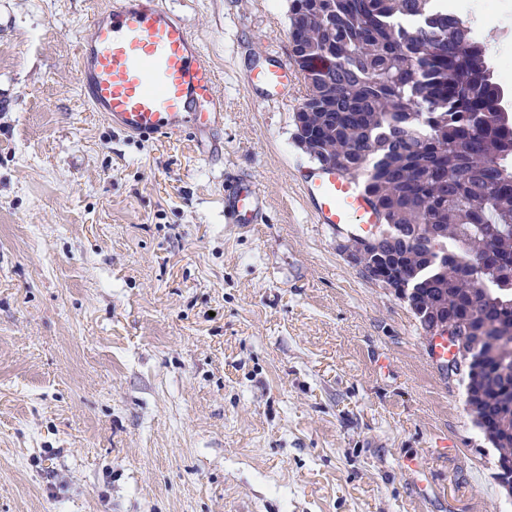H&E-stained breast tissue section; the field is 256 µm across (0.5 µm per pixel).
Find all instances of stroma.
<instances>
[{"label":"stroma","mask_w":512,"mask_h":512,"mask_svg":"<svg viewBox=\"0 0 512 512\" xmlns=\"http://www.w3.org/2000/svg\"><path fill=\"white\" fill-rule=\"evenodd\" d=\"M106 2L0 0V512H512L461 376L313 222L288 0H166L224 103L204 154L84 99ZM236 182L260 223H225ZM252 81L263 87L266 93L267 102H279L287 100L288 91L291 89L292 81L288 74V64L283 61H274V63L257 69Z\"/></svg>","instance_id":"obj_1"}]
</instances>
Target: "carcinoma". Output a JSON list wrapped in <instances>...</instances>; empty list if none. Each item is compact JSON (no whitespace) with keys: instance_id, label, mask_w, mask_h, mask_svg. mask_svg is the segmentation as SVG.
<instances>
[{"instance_id":"carcinoma-1","label":"carcinoma","mask_w":512,"mask_h":512,"mask_svg":"<svg viewBox=\"0 0 512 512\" xmlns=\"http://www.w3.org/2000/svg\"><path fill=\"white\" fill-rule=\"evenodd\" d=\"M309 157L361 177L382 227L365 272L394 278L428 340L479 345L468 403L512 463V117L471 19L432 0H288Z\"/></svg>"}]
</instances>
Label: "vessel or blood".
<instances>
[{
	"label": "vessel or blood",
	"instance_id": "1",
	"mask_svg": "<svg viewBox=\"0 0 512 512\" xmlns=\"http://www.w3.org/2000/svg\"><path fill=\"white\" fill-rule=\"evenodd\" d=\"M77 65L88 103L127 135H201L224 119L209 57L163 0H110L85 25ZM252 80L273 103L286 100L292 86L283 61L260 67ZM304 189L315 223L351 237L378 232L380 218L360 178L320 166L306 175ZM265 208L262 192L238 186L224 217L254 224Z\"/></svg>",
	"mask_w": 512,
	"mask_h": 512
}]
</instances>
